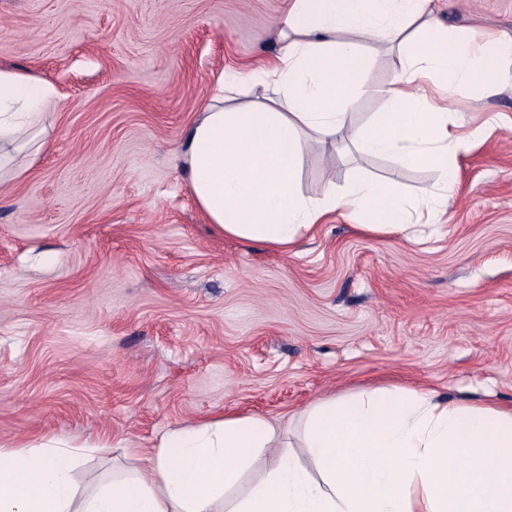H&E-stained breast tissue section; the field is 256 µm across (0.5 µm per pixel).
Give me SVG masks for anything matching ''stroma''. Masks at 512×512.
Segmentation results:
<instances>
[{"label": "stroma", "mask_w": 512, "mask_h": 512, "mask_svg": "<svg viewBox=\"0 0 512 512\" xmlns=\"http://www.w3.org/2000/svg\"><path fill=\"white\" fill-rule=\"evenodd\" d=\"M287 0H0V67L52 83L49 150L0 188V447L105 443L88 485L176 427L258 415L298 443L306 409L363 389L512 404V91L454 88L484 138L459 157L437 235L409 242L342 215L292 250L224 238L189 195L179 148L218 78L276 51ZM475 42L512 35V0H434ZM355 123L397 74L371 43ZM372 178L421 198L428 165L310 153L301 190Z\"/></svg>", "instance_id": "stroma-1"}]
</instances>
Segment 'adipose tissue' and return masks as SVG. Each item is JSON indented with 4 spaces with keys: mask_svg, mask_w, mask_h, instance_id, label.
<instances>
[{
    "mask_svg": "<svg viewBox=\"0 0 512 512\" xmlns=\"http://www.w3.org/2000/svg\"><path fill=\"white\" fill-rule=\"evenodd\" d=\"M432 2L288 0L274 60L219 77L242 105L217 96L186 132V186L216 233L287 250L340 210L363 230L409 235L414 211L392 185L356 180L312 199L300 181L309 150L329 146L430 165L442 188L455 184L458 157L478 132L457 112L453 86L490 61L496 79L485 94L512 88V36L476 46L444 33ZM369 42L397 54L395 80L378 90L394 109L356 128L349 108L365 91ZM435 77L444 81L437 105L423 93ZM58 98L34 74L0 68V181L25 175L17 155L47 147ZM265 451L274 456L265 476L228 498ZM80 455L55 438L0 448V512H512V406L424 391L324 400L306 411L297 450L256 415L178 427L145 449L144 465L113 470L88 490L74 478Z\"/></svg>",
    "mask_w": 512,
    "mask_h": 512,
    "instance_id": "obj_1",
    "label": "adipose tissue"
}]
</instances>
